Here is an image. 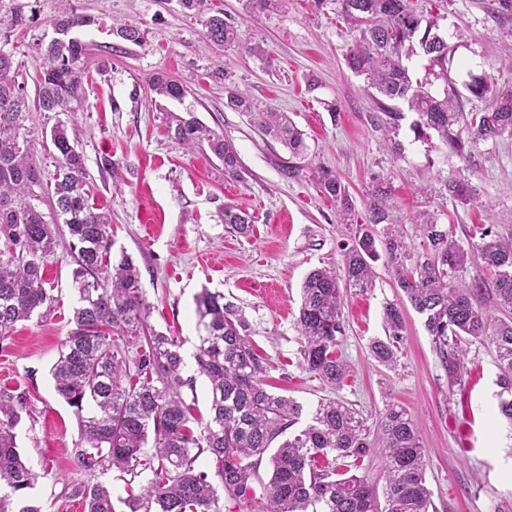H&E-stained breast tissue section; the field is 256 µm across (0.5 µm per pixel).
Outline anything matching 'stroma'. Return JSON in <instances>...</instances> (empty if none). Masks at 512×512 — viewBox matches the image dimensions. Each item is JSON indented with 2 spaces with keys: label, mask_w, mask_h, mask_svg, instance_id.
<instances>
[{
  "label": "stroma",
  "mask_w": 512,
  "mask_h": 512,
  "mask_svg": "<svg viewBox=\"0 0 512 512\" xmlns=\"http://www.w3.org/2000/svg\"><path fill=\"white\" fill-rule=\"evenodd\" d=\"M237 25L239 46L221 49L204 37L201 18L178 0H0V49L13 53L26 79L41 66L40 47L54 37V22L77 9L95 17L76 29L89 49L81 104L74 112L30 110L23 125L34 159L55 171L50 130L64 123L85 158L90 202L110 214L114 250L130 254L153 305L149 323L182 343L183 374L194 381L196 414L209 416L207 379L195 361L196 297L223 293L245 320V334L263 359L271 392L294 398L309 422L324 398L344 401L374 433L387 403L409 412L426 451V479L437 512H512V422L498 411V369L489 342L467 343L468 374L452 386L423 318L405 306V331L395 365L370 351L384 338L383 309L403 304L386 261L375 264L372 287L344 294L336 348L349 374L335 390L300 364L296 318L301 286L313 269L341 264L343 245L356 227L341 223L335 203L321 194L308 170L288 173L287 150L264 137L247 113L226 107L225 80L260 105L288 113L309 145L307 160L334 170L348 186L356 213H364L373 180L392 184L394 218L410 247L419 233L410 218L423 205L468 244L477 224L512 236V134L478 144L471 163L449 156L438 137L415 139L402 121L400 153H392L378 127L362 78L345 66L353 36L337 17L334 0L315 10L311 0H287L253 21L243 0H208ZM440 26L457 44L452 75L465 69L506 78L502 63L512 32L498 25L479 0H444ZM138 25L142 45L112 33L113 23ZM260 43L270 60L248 55ZM228 71V79L218 71ZM164 73L190 78L183 101L155 106L146 79ZM316 89H309V79ZM193 114L232 139L243 177L224 176L208 147L188 150L168 130L171 117ZM469 168L476 201L463 205L439 196L438 180ZM246 214L251 236L225 224V212ZM60 239L44 279L54 296L49 317L17 323L0 339V388L21 394L28 413L15 429L26 465L38 476L32 491L42 512H84L72 488L86 481L108 485L116 512H125L127 477L118 470L84 472L78 465V426L54 390L50 369L72 327L74 264Z\"/></svg>",
  "instance_id": "obj_1"
}]
</instances>
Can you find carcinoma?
I'll return each mask as SVG.
<instances>
[{
    "instance_id": "cac0c4a2",
    "label": "carcinoma",
    "mask_w": 512,
    "mask_h": 512,
    "mask_svg": "<svg viewBox=\"0 0 512 512\" xmlns=\"http://www.w3.org/2000/svg\"><path fill=\"white\" fill-rule=\"evenodd\" d=\"M283 0H245L256 16L282 7ZM489 14L501 25L512 23V0H492ZM336 14L357 33L345 53L346 67L375 90L372 104L382 114L381 129L395 153L394 139L405 118L415 138L435 132L458 157L468 161L472 147L497 142L512 132V82L498 85L487 74L467 73L459 91L449 75L455 47L440 33L439 14L419 11L411 0H336ZM96 23L76 12L56 20L57 37L42 49V63L34 84L40 112H74L85 73L88 48L71 36L78 27ZM204 35L224 49L239 45L235 23L221 11L203 20ZM116 35L140 45L144 33L126 22ZM426 61L424 73L412 66ZM13 54L0 50V338L39 309L50 311L53 297L45 288L44 263L55 254L61 227L69 236L77 295L73 328L60 344L51 368L58 396L74 409L79 437L85 448L77 460L89 472L115 468L131 479L149 474L138 494H129V512H224V503L237 512H436L427 487L425 450L407 410L396 404L385 408L373 441L364 433L363 420L348 405L334 399L318 402L305 428L299 423L303 406L271 393L264 368L254 352L245 325L233 305L219 292L203 290L196 298L198 336L196 362L209 382V419L190 426L193 414L183 388L193 379L182 376L181 343L175 336L147 330L149 303L140 285V271L132 257L112 253L110 218L89 203L87 172L76 139L62 124L51 130L56 171L51 177L54 202L46 219L34 200L44 187L45 172L33 161L34 144L21 130L30 111L25 83L18 81ZM444 85L442 94L431 86ZM149 90L162 100H180L187 84L166 74L148 79ZM489 101L469 113L470 138L465 141L454 126L464 120L463 100ZM227 107L249 113L265 136L282 143L294 158L306 156L303 134L287 113L260 106L237 89L227 91ZM174 137L190 151L208 146L224 162V176L239 180L243 167L234 143L191 116L174 117ZM320 191L336 203L340 220L354 223L355 209L348 187L331 170L310 167ZM444 194L468 204L475 197L470 179L460 170L442 180ZM366 217L356 225L352 244L344 248L341 270L335 266L312 270L302 283L296 320L303 366L329 388L347 376L346 363L336 355L343 335L342 287L368 288L375 278L374 263L385 254L398 288L416 312L448 373V384L467 372L465 339L489 340L499 371V412L512 421V238L493 227L478 230L479 241L463 247L436 215L419 211L413 223L421 242L414 264L405 263L407 245L391 227V189L378 181L365 204ZM226 223L242 235L252 232L248 219L225 214ZM386 224L381 246L374 226ZM484 264L488 277L465 286L451 279L471 257ZM493 305L482 304L484 295ZM386 340L372 345L384 366L397 361L396 344L403 339L400 308L384 309ZM25 409L23 397L0 389V512H41L27 499L37 475L22 461L15 428ZM154 448V453L147 448ZM371 448H383V484L367 476L318 465V459L359 458ZM213 462L217 481L197 466L203 454ZM268 460L270 475L260 467ZM261 492H256L254 483ZM86 512H114L112 490L103 484L78 485Z\"/></svg>"
}]
</instances>
